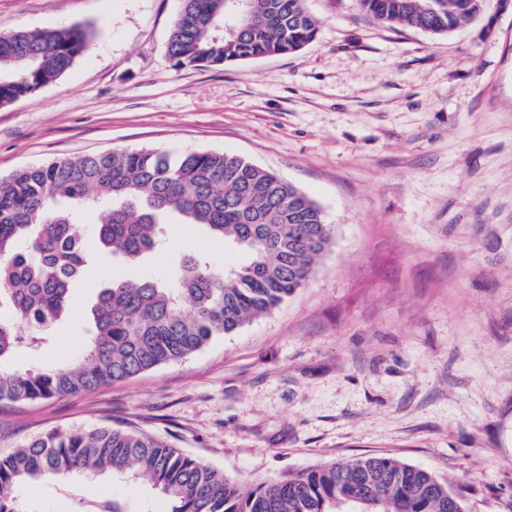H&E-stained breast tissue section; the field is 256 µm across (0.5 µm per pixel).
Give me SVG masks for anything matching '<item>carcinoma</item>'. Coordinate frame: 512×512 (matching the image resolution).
<instances>
[{
    "label": "carcinoma",
    "instance_id": "carcinoma-1",
    "mask_svg": "<svg viewBox=\"0 0 512 512\" xmlns=\"http://www.w3.org/2000/svg\"><path fill=\"white\" fill-rule=\"evenodd\" d=\"M306 0H182L167 50L178 67L232 64L296 53L318 28ZM387 26L443 33L473 22L482 0H359ZM92 31L17 30L0 35V106L56 82L91 45ZM98 214L100 249L139 266L162 251L169 224L204 228L248 254L214 272L200 255L180 258L170 282L133 274L100 289L84 354L51 368L0 371V401L33 402L130 379L185 358L279 306L308 280L332 243L319 205L276 173L215 151L174 157L131 150L26 167L0 178V363L33 354L71 312L72 290L90 263L79 234ZM110 472L158 490L168 512H460L462 495L425 469L380 456L307 468L247 491L224 472L136 429L52 430L0 455V512H23L21 483ZM75 512H131L114 496L72 493Z\"/></svg>",
    "mask_w": 512,
    "mask_h": 512
}]
</instances>
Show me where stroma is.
Here are the masks:
<instances>
[{
	"instance_id": "35a3bbf8",
	"label": "stroma",
	"mask_w": 512,
	"mask_h": 512,
	"mask_svg": "<svg viewBox=\"0 0 512 512\" xmlns=\"http://www.w3.org/2000/svg\"><path fill=\"white\" fill-rule=\"evenodd\" d=\"M319 32L300 51L178 67L167 42L181 0H0V34L90 27L56 82L0 106V177L122 150L245 157L322 209L333 243L302 288L200 351L61 398L0 402V454L54 429L132 425L242 488L382 455L433 471L465 512H512V4L484 0L445 34L382 26L358 0H307ZM168 279L205 252L245 262L198 227L171 224ZM123 263L75 285L54 345L9 367L83 351V312ZM134 512H166L150 487L90 485ZM26 512H71L58 482L16 488Z\"/></svg>"
}]
</instances>
